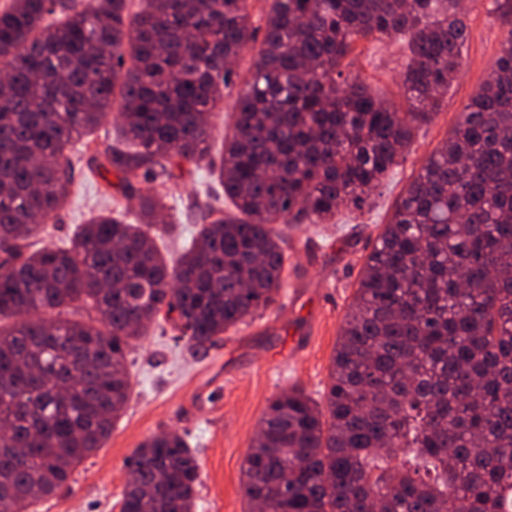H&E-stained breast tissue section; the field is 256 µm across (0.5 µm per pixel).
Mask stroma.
Here are the masks:
<instances>
[{"instance_id": "35a3bbf8", "label": "stroma", "mask_w": 512, "mask_h": 512, "mask_svg": "<svg viewBox=\"0 0 512 512\" xmlns=\"http://www.w3.org/2000/svg\"><path fill=\"white\" fill-rule=\"evenodd\" d=\"M489 3L465 0L470 38L463 69L405 161L374 190L371 205L341 208L332 224L285 228L288 261L275 304L198 355H190L172 330L151 326L128 355L131 392L123 416L103 447L77 467L69 486L38 504L37 512H119L129 458L142 442L163 432L183 436L196 455L200 485L194 512H248L240 490L241 465L269 400L294 387L318 397L380 225L388 223L407 184L454 130L464 105L491 70L506 28ZM403 67L404 42L397 36L357 42L344 61L345 73L399 105L404 102ZM73 179V194L46 226L47 241L58 245L69 240L90 211L110 207L113 197H121L115 175L92 176L86 164L76 165ZM216 183L204 163H183L164 216L175 227L162 248L167 258H177L195 235V224L185 219L187 207L205 203L206 187Z\"/></svg>"}]
</instances>
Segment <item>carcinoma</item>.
I'll list each match as a JSON object with an SVG mask.
<instances>
[{
  "label": "carcinoma",
  "instance_id": "carcinoma-1",
  "mask_svg": "<svg viewBox=\"0 0 512 512\" xmlns=\"http://www.w3.org/2000/svg\"><path fill=\"white\" fill-rule=\"evenodd\" d=\"M12 0L0 11V512H34L110 436L126 352L163 320L189 352L275 303L276 224L361 209L437 114L463 67L459 0ZM488 79L396 203L360 271L321 405H267L241 466L250 512H512V0ZM263 38L234 101L219 181L176 262L150 228L174 167L206 158L209 115ZM408 37L405 110L342 70L358 41ZM130 66H125V59ZM118 110L91 173L138 192L43 243L76 155ZM146 189L136 190L134 183ZM57 317L42 319V311ZM120 512H193L197 459L143 442Z\"/></svg>",
  "mask_w": 512,
  "mask_h": 512
}]
</instances>
